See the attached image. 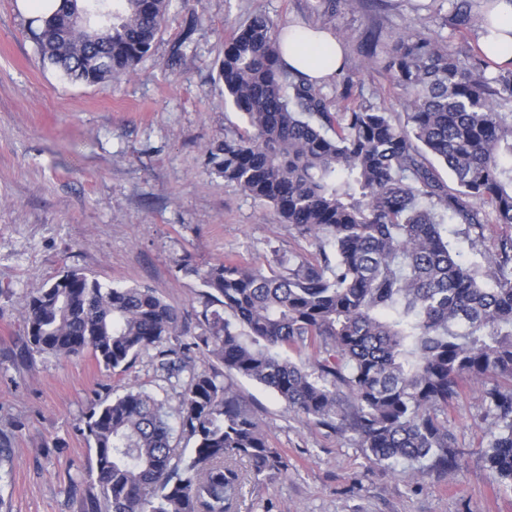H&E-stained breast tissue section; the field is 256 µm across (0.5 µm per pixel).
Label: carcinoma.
Here are the masks:
<instances>
[{
	"label": "carcinoma",
	"mask_w": 512,
	"mask_h": 512,
	"mask_svg": "<svg viewBox=\"0 0 512 512\" xmlns=\"http://www.w3.org/2000/svg\"><path fill=\"white\" fill-rule=\"evenodd\" d=\"M453 0L461 43L417 30L392 41L388 68L406 107L395 122L329 98L283 60L288 35L265 15L224 43L219 79L247 129L207 148L208 163L283 221L321 260L181 266L204 287L197 327L156 292L105 286L80 270L33 291L27 349L91 353L126 369L153 349L178 404L141 390L100 399L75 424L96 466L69 481L82 512H234L246 479L284 481L270 445L227 378L273 391L305 420L351 433L371 464L461 467L448 408L465 379L512 383V239L458 258L445 224L512 225V71L468 35L492 33L495 0ZM173 0H60L32 30L42 59L86 85L118 81L146 56ZM498 74L490 73V68ZM448 171L443 179L437 170ZM309 350L310 366L288 356ZM497 432L486 461L512 487V386L485 390ZM193 442L190 449L174 438ZM248 463L243 473L238 462Z\"/></svg>",
	"instance_id": "1"
}]
</instances>
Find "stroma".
Instances as JSON below:
<instances>
[{
	"instance_id": "obj_1",
	"label": "stroma",
	"mask_w": 512,
	"mask_h": 512,
	"mask_svg": "<svg viewBox=\"0 0 512 512\" xmlns=\"http://www.w3.org/2000/svg\"><path fill=\"white\" fill-rule=\"evenodd\" d=\"M318 0H175L150 53L107 86L64 77L41 62L19 0H0V431L10 434V475L0 512H81L64 489L82 480L95 451L74 429L94 400L128 388L176 406L154 351L109 372L91 353L68 360L24 350L31 292L67 269L102 284H138L188 313L203 308L199 280L179 272L275 257L315 259L314 240L225 182L207 160L210 143L241 131L218 77L224 44L253 15L291 26L328 27L340 40L352 96L402 115L386 69L394 35L415 26L449 37L451 0H354L335 18ZM381 33L375 58L362 38ZM191 39L193 52L177 48ZM232 387L272 447L293 464L288 480L246 483L238 512H512L485 453L494 420L485 386L465 384L448 428L465 454L454 475L416 478L406 464L375 467L347 435L302 421L271 390L235 377Z\"/></svg>"
}]
</instances>
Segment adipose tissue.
Masks as SVG:
<instances>
[{"label":"adipose tissue","mask_w":512,"mask_h":512,"mask_svg":"<svg viewBox=\"0 0 512 512\" xmlns=\"http://www.w3.org/2000/svg\"><path fill=\"white\" fill-rule=\"evenodd\" d=\"M493 25L497 30L483 47L488 55L499 64L512 62V0H498L493 13ZM321 52L332 54L329 66L318 64ZM343 49L337 38L323 30L297 29L290 32L283 58L288 66L313 80L329 78L335 71V63L341 62Z\"/></svg>","instance_id":"adipose-tissue-1"}]
</instances>
